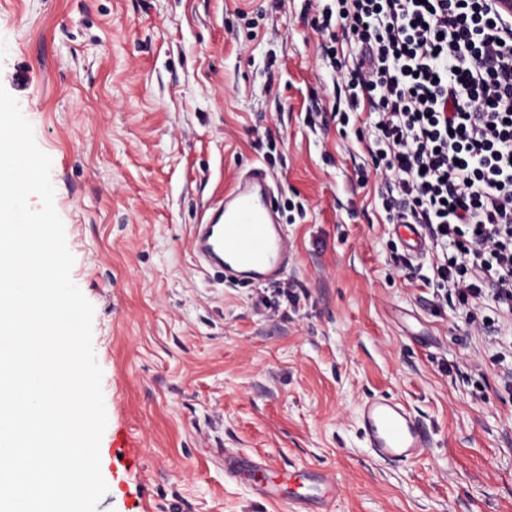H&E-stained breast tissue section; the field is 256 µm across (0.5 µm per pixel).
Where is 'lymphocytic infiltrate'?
<instances>
[{"mask_svg": "<svg viewBox=\"0 0 512 512\" xmlns=\"http://www.w3.org/2000/svg\"><path fill=\"white\" fill-rule=\"evenodd\" d=\"M334 98L370 114L386 221L420 225L424 280L512 314V15L497 0H315Z\"/></svg>", "mask_w": 512, "mask_h": 512, "instance_id": "1", "label": "lymphocytic infiltrate"}]
</instances>
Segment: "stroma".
<instances>
[{
	"label": "stroma",
	"mask_w": 512,
	"mask_h": 512,
	"mask_svg": "<svg viewBox=\"0 0 512 512\" xmlns=\"http://www.w3.org/2000/svg\"><path fill=\"white\" fill-rule=\"evenodd\" d=\"M304 0H0V86L52 160L54 206L94 307L108 423L97 512H281L224 473L261 456L335 512H512V317L460 306L397 262L381 177L341 122ZM287 225L275 283L202 271L192 224L253 166ZM431 430L373 458L362 401Z\"/></svg>",
	"instance_id": "stroma-1"
}]
</instances>
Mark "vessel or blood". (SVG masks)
Wrapping results in <instances>:
<instances>
[{
    "label": "vessel or blood",
    "mask_w": 512,
    "mask_h": 512,
    "mask_svg": "<svg viewBox=\"0 0 512 512\" xmlns=\"http://www.w3.org/2000/svg\"><path fill=\"white\" fill-rule=\"evenodd\" d=\"M400 231L408 255H422L425 241L418 226L404 224ZM190 248L198 261L222 270L231 283L269 282L286 272L291 251L264 168H252L213 213L194 225ZM359 424L362 440L384 462L419 460L430 446L431 435L423 422L406 405L385 395L364 401ZM224 469L233 477L252 476L254 495L284 504L287 512L335 510V495L329 490L333 473L313 475V493L293 497L267 479L269 464L264 458L228 452Z\"/></svg>",
    "instance_id": "obj_1"
}]
</instances>
